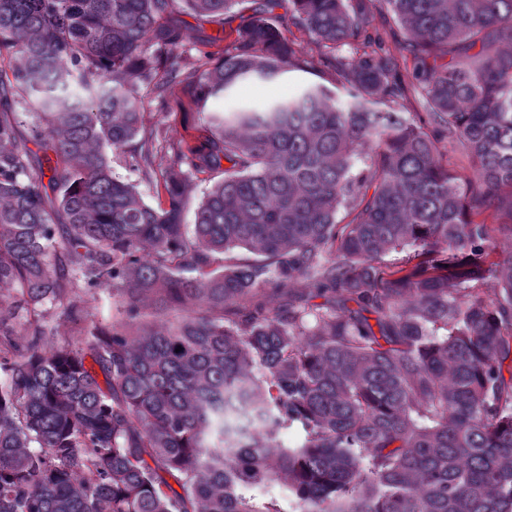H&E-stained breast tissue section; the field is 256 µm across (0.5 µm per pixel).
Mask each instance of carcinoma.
Listing matches in <instances>:
<instances>
[{
	"label": "carcinoma",
	"mask_w": 512,
	"mask_h": 512,
	"mask_svg": "<svg viewBox=\"0 0 512 512\" xmlns=\"http://www.w3.org/2000/svg\"><path fill=\"white\" fill-rule=\"evenodd\" d=\"M240 2L0 0V512H282L256 502L278 481L293 512H512V0H248L224 53L173 68L178 13ZM324 68L197 144L145 124L141 86ZM48 304L80 325L49 350ZM112 172L116 177L137 183L146 202L156 204L158 201L156 188L153 184L141 181L138 175L132 171L125 158L121 155H112ZM89 303L95 313V320L100 325H108L112 322L119 306V298L104 290H95L88 297Z\"/></svg>",
	"instance_id": "carcinoma-1"
}]
</instances>
